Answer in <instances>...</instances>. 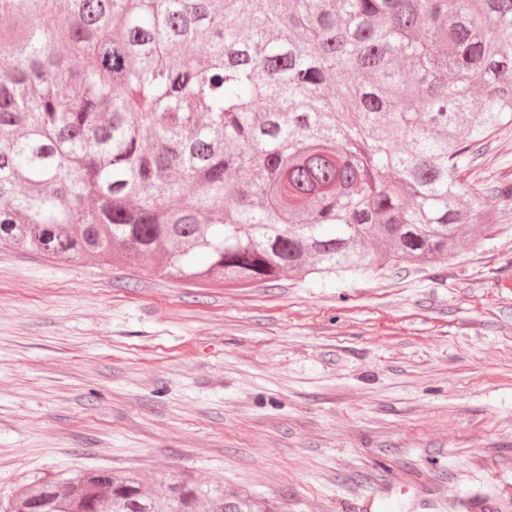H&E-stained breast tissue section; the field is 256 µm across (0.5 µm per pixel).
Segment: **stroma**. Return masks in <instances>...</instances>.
I'll return each mask as SVG.
<instances>
[{
  "label": "stroma",
  "instance_id": "stroma-1",
  "mask_svg": "<svg viewBox=\"0 0 512 512\" xmlns=\"http://www.w3.org/2000/svg\"><path fill=\"white\" fill-rule=\"evenodd\" d=\"M432 267L247 288L0 249V512L49 473L193 471L267 512H512V124Z\"/></svg>",
  "mask_w": 512,
  "mask_h": 512
}]
</instances>
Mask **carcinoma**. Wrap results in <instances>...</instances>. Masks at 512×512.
<instances>
[{
  "label": "carcinoma",
  "mask_w": 512,
  "mask_h": 512,
  "mask_svg": "<svg viewBox=\"0 0 512 512\" xmlns=\"http://www.w3.org/2000/svg\"><path fill=\"white\" fill-rule=\"evenodd\" d=\"M509 121L512 0H0V245L236 288L433 266ZM155 483L48 474L8 512H262Z\"/></svg>",
  "instance_id": "obj_1"
}]
</instances>
